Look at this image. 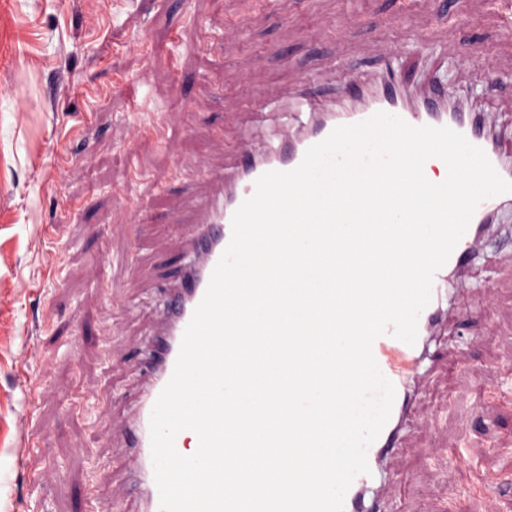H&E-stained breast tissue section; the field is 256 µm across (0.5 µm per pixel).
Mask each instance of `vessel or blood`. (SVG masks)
I'll list each match as a JSON object with an SVG mask.
<instances>
[{"label":"vessel or blood","instance_id":"b4317fda","mask_svg":"<svg viewBox=\"0 0 512 512\" xmlns=\"http://www.w3.org/2000/svg\"><path fill=\"white\" fill-rule=\"evenodd\" d=\"M385 59L387 67L374 81L349 83L345 95L337 101L322 98L321 79L309 81L294 105L295 111L307 114L306 123L262 149L256 148L248 135H241L224 167L205 171L207 191L193 210V227L175 244L183 268L164 298L159 329L142 365L144 382L134 412L116 425L129 450L126 465L145 512H160L151 456L150 418L154 404L172 376L183 334L231 239L233 214L253 196L258 177L269 171L297 167L307 149L325 139L337 126L359 123L385 112L413 126L447 127L463 134L484 151L502 178L512 181V156L502 152L486 120L451 106L439 80H430L420 89L400 83L392 67L395 54H386ZM509 206L512 193L478 205L465 234L435 275L431 299L418 317L415 343L406 344L389 334L374 341L373 355L382 374L393 383L395 399L386 425L367 449L370 472L353 480L345 495L344 512H378L379 504L386 500L392 477L391 460L396 448L404 443L408 414L425 391L424 367L429 364L439 371L448 368L447 359L434 356L432 345L441 336L449 314L467 315V308L459 302L466 274L480 251L489 224Z\"/></svg>","mask_w":512,"mask_h":512}]
</instances>
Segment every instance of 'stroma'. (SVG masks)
Instances as JSON below:
<instances>
[{
	"label": "stroma",
	"instance_id": "stroma-1",
	"mask_svg": "<svg viewBox=\"0 0 512 512\" xmlns=\"http://www.w3.org/2000/svg\"><path fill=\"white\" fill-rule=\"evenodd\" d=\"M389 51L411 87L438 74L512 127V0H0V512H139L110 428L138 390L198 170L223 166L239 126L274 138L304 76L341 87ZM259 99L282 112H255ZM469 286L474 323L448 327L452 371L412 409L385 512H484L488 474L512 485V215Z\"/></svg>",
	"mask_w": 512,
	"mask_h": 512
}]
</instances>
